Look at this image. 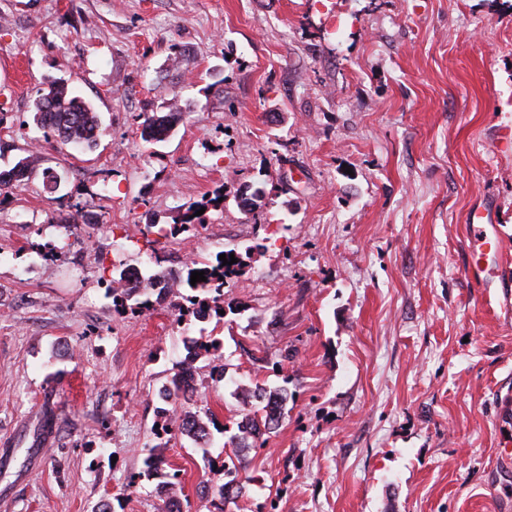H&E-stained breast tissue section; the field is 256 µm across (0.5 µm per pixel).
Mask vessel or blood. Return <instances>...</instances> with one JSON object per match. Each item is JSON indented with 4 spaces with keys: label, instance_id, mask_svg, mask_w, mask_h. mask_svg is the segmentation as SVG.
I'll return each instance as SVG.
<instances>
[{
    "label": "vessel or blood",
    "instance_id": "1",
    "mask_svg": "<svg viewBox=\"0 0 512 512\" xmlns=\"http://www.w3.org/2000/svg\"><path fill=\"white\" fill-rule=\"evenodd\" d=\"M467 228L471 239L480 250L491 252L494 259L492 267L481 265L470 266L468 277L479 284L483 290V306L486 311H495L501 299L497 296V288L504 285V271L507 259L503 253L499 229L491 224L487 210L475 208L467 215Z\"/></svg>",
    "mask_w": 512,
    "mask_h": 512
}]
</instances>
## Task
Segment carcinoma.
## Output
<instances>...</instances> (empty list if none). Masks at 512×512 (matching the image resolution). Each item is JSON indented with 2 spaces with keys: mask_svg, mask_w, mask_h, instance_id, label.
<instances>
[{
  "mask_svg": "<svg viewBox=\"0 0 512 512\" xmlns=\"http://www.w3.org/2000/svg\"><path fill=\"white\" fill-rule=\"evenodd\" d=\"M31 115L33 123L49 130L63 145H81L90 149L97 144V140L103 133L100 116L92 105L84 99L75 96L69 90L67 83L63 81H49L47 86L37 92L32 101ZM174 127V112H154L145 114L142 123L141 139L150 144L165 140ZM38 161L29 154L19 159L9 170L0 171V194H7L13 187V182L30 177L37 172ZM224 196V187L216 189L211 196L202 201L190 203L181 213L175 216L172 223L156 227V224L145 226L146 233H151L152 228H158L157 234L165 239L175 238L197 226L204 225V216L196 215V212L205 210H218L224 208V203L219 198ZM237 262L228 265L223 264L219 258L212 260H192L185 264L184 271L173 273L163 267L157 268L148 275L150 280L175 279L179 282L180 292L176 300L172 301V307L180 309L185 302L190 303L200 310L208 313L209 319L221 321L224 316L219 311L224 309V289L216 287L220 279H229L240 275L247 266L249 255L239 252L234 253ZM194 271L205 272L207 281H199L190 284L191 273ZM125 271L119 272V277L112 279V285L108 290L112 291V305L116 312L143 314L153 310L152 301L143 288L136 285L126 288L118 287L123 282ZM191 344L199 345L196 358L210 357L218 360L214 365L215 371L224 374L226 365L220 363L223 358L222 346L219 340L211 335L193 337ZM251 398L261 404L254 411L242 414L237 422V434L231 439L235 447V454L221 460L219 471L224 474V482L221 484L204 487V494L210 496L211 507L216 512H223L226 501L239 496L245 489V482L240 477L242 466V452L249 448L259 447V439L271 430L275 429L288 414V390L285 388L267 389L255 386L248 389ZM182 397V371L175 372L158 393L160 406L155 408L156 418L161 423L162 433L173 437L178 434L185 436L194 442L196 450L201 452L203 460L213 462L211 455V431L209 423L213 418H203L192 412L185 413L190 418V423L183 422L177 415L174 404Z\"/></svg>",
  "mask_w": 512,
  "mask_h": 512,
  "instance_id": "1",
  "label": "carcinoma"
}]
</instances>
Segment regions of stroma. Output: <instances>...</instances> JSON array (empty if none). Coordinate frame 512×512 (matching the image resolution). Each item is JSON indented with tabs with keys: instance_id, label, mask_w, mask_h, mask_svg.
Instances as JSON below:
<instances>
[{
	"instance_id": "35a3bbf8",
	"label": "stroma",
	"mask_w": 512,
	"mask_h": 512,
	"mask_svg": "<svg viewBox=\"0 0 512 512\" xmlns=\"http://www.w3.org/2000/svg\"><path fill=\"white\" fill-rule=\"evenodd\" d=\"M50 77L99 113L93 151L33 124ZM163 106L172 135L142 142ZM34 152L0 195V512H162L174 472L182 512H210L222 477L188 438L137 477L200 327L116 314L105 282L183 267L140 230L219 186L195 255L251 259L225 374L199 359L187 409L224 425L216 456L237 385L293 395L224 512H512V319L467 279L465 228L489 207L512 259V0H0V169ZM38 161L29 154L20 158L9 170L0 171V194H7L13 187V182L24 177H31L37 172Z\"/></svg>"
}]
</instances>
